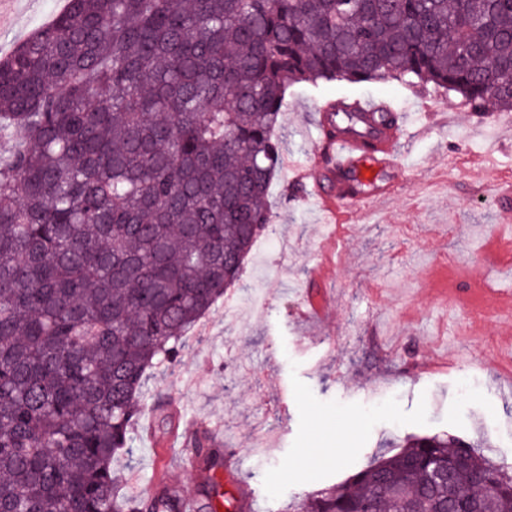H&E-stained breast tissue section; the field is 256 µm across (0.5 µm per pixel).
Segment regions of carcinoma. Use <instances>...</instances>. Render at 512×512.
<instances>
[{
  "mask_svg": "<svg viewBox=\"0 0 512 512\" xmlns=\"http://www.w3.org/2000/svg\"><path fill=\"white\" fill-rule=\"evenodd\" d=\"M395 80L512 111V0H68L0 58V508L181 512L122 493L149 371L271 223L288 88ZM333 131L394 122L339 103ZM205 499L224 451L195 435ZM478 444L407 439L290 512H512Z\"/></svg>",
  "mask_w": 512,
  "mask_h": 512,
  "instance_id": "carcinoma-1",
  "label": "carcinoma"
}]
</instances>
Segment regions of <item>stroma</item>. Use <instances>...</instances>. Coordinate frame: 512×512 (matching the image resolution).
Returning a JSON list of instances; mask_svg holds the SVG:
<instances>
[{
	"label": "stroma",
	"mask_w": 512,
	"mask_h": 512,
	"mask_svg": "<svg viewBox=\"0 0 512 512\" xmlns=\"http://www.w3.org/2000/svg\"><path fill=\"white\" fill-rule=\"evenodd\" d=\"M68 0H14L0 24V56L64 11ZM384 99L399 111L398 152L410 186L379 208L360 212L329 268L322 323L300 305L312 288L318 245L332 232L317 205L287 173L269 194L272 224L256 242L231 303L217 302L189 333L173 372L153 380L187 417L215 426L239 468L225 489L245 483L256 512H286L291 501L347 482L407 437L445 434L479 440L484 454L512 466V364L501 355L512 326L496 312L512 294V259L503 258L512 226L499 223L496 183L512 176V113L472 111L459 96L393 80L322 81L288 90L277 132L282 152L318 168V107L336 100ZM486 287V316L473 323L449 303ZM266 290L263 317H248L252 294ZM356 417L341 457L328 456ZM133 457L113 469L143 489L161 479L193 487L178 451L137 436Z\"/></svg>",
	"instance_id": "1"
}]
</instances>
